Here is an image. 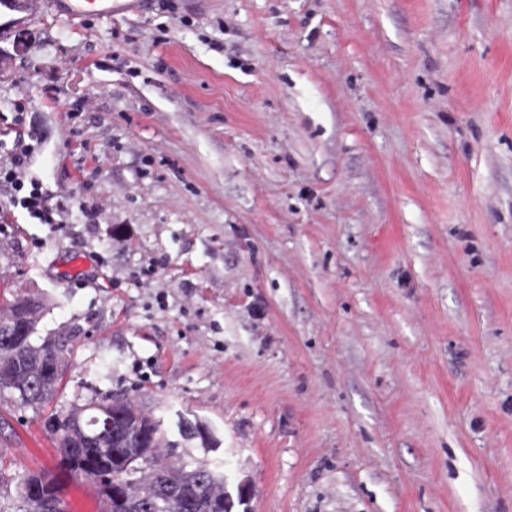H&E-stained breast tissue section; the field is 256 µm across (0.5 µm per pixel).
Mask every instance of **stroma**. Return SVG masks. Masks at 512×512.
<instances>
[{
    "mask_svg": "<svg viewBox=\"0 0 512 512\" xmlns=\"http://www.w3.org/2000/svg\"><path fill=\"white\" fill-rule=\"evenodd\" d=\"M0 23V164L55 217L0 223V312L69 350L0 396V512L29 473L100 512L51 422L106 393L250 512H512V0ZM33 150V144L20 139L14 144L6 163L0 166V182L9 184L12 190L7 201H0L1 223H5V214L14 209L25 211L29 218L38 220L39 224H51L55 221L39 183L30 180L26 184L25 165Z\"/></svg>",
    "mask_w": 512,
    "mask_h": 512,
    "instance_id": "obj_1",
    "label": "stroma"
}]
</instances>
